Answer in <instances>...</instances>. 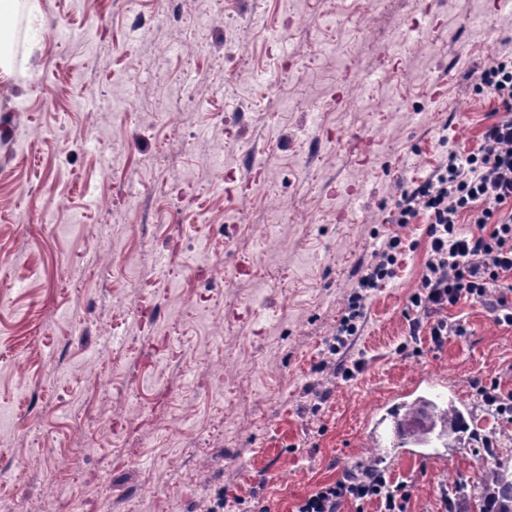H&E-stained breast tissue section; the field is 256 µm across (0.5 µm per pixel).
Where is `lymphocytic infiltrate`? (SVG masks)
<instances>
[{
  "label": "lymphocytic infiltrate",
  "instance_id": "f902f5d3",
  "mask_svg": "<svg viewBox=\"0 0 512 512\" xmlns=\"http://www.w3.org/2000/svg\"><path fill=\"white\" fill-rule=\"evenodd\" d=\"M472 89L494 100L491 122L476 147L448 150L421 181L402 189L386 218L394 229L359 267L346 313L318 371L354 376V368L337 365L334 356L358 334L374 290L396 278L405 249L401 230L418 220L426 226L427 250L409 297V338L429 336L438 348L449 333H463L462 325L449 323L448 311L464 300L486 305L496 324L512 327L511 48L491 53ZM410 499V482L393 480L382 470L362 478L347 470L314 486L294 512H342L348 503L355 512H365L371 503L378 512H408Z\"/></svg>",
  "mask_w": 512,
  "mask_h": 512
}]
</instances>
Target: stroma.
<instances>
[{
    "label": "stroma",
    "mask_w": 512,
    "mask_h": 512,
    "mask_svg": "<svg viewBox=\"0 0 512 512\" xmlns=\"http://www.w3.org/2000/svg\"><path fill=\"white\" fill-rule=\"evenodd\" d=\"M0 79V512H292L360 472L368 424L429 375L466 406L446 463L377 460L410 512L512 467V328L461 302L466 335L406 339L426 226L316 372L401 189L470 150L492 104L473 73L512 40L497 0H37ZM492 36H472L471 22ZM178 94L166 117L137 102ZM329 389L319 412L313 393ZM499 455L484 457L485 437ZM74 451L72 475L51 474ZM475 390L484 410L491 416L512 421V391L505 392L496 379L477 380Z\"/></svg>",
    "instance_id": "35a3bbf8"
}]
</instances>
